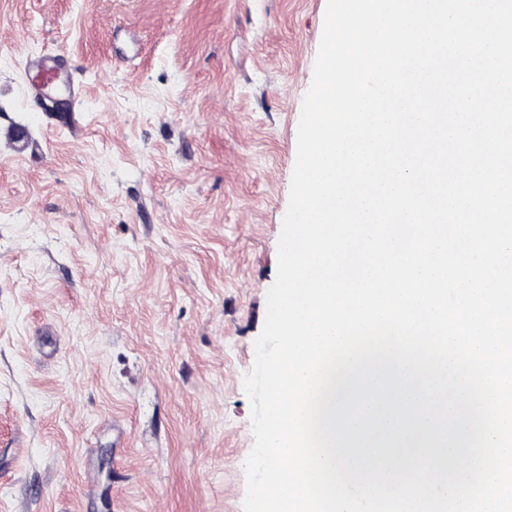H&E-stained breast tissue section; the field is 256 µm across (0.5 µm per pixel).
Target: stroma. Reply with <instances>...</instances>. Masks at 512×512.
<instances>
[{"label":"stroma","mask_w":512,"mask_h":512,"mask_svg":"<svg viewBox=\"0 0 512 512\" xmlns=\"http://www.w3.org/2000/svg\"><path fill=\"white\" fill-rule=\"evenodd\" d=\"M326 4L0 0V512H243ZM23 70L35 102H42L48 94L57 91H64L75 98L72 68L64 54L53 52L30 57L25 61Z\"/></svg>","instance_id":"1"}]
</instances>
